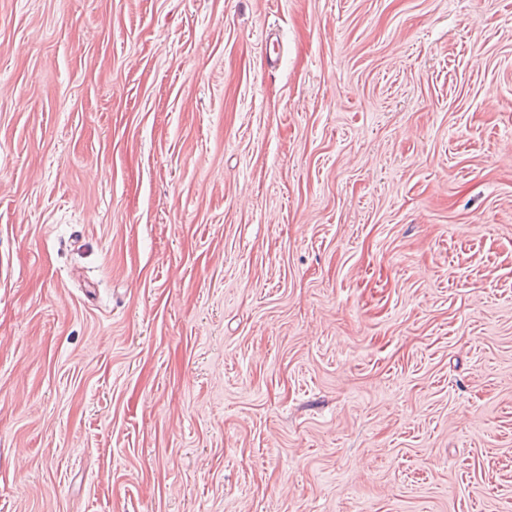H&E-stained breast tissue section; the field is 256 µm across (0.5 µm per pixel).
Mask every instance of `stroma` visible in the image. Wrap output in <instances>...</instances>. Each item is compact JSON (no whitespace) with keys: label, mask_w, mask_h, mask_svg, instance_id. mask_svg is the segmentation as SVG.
<instances>
[{"label":"stroma","mask_w":512,"mask_h":512,"mask_svg":"<svg viewBox=\"0 0 512 512\" xmlns=\"http://www.w3.org/2000/svg\"><path fill=\"white\" fill-rule=\"evenodd\" d=\"M0 512H512V0H0Z\"/></svg>","instance_id":"35a3bbf8"}]
</instances>
